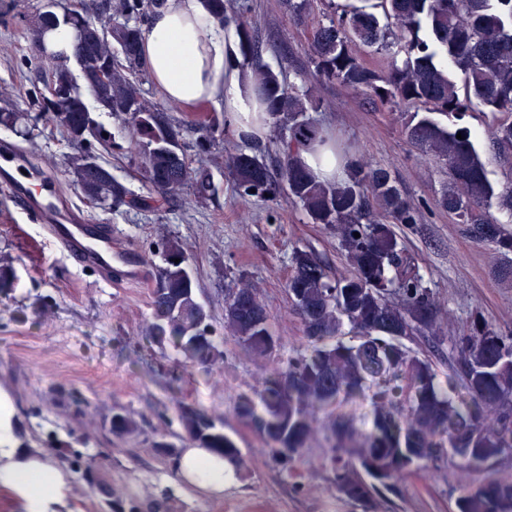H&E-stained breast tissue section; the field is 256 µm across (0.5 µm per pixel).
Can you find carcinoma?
<instances>
[{
  "label": "carcinoma",
  "mask_w": 512,
  "mask_h": 512,
  "mask_svg": "<svg viewBox=\"0 0 512 512\" xmlns=\"http://www.w3.org/2000/svg\"><path fill=\"white\" fill-rule=\"evenodd\" d=\"M215 20L239 30L242 64L251 67V90L278 130V170L265 155L239 149L225 167L243 197L268 202L285 194L311 223L336 236L349 272L336 278L313 253L297 250L285 284L304 325L310 352L288 360L267 378L259 402L237 397L236 409L266 444L299 453L309 447L316 426L314 410L340 397L377 386L372 397L371 430L338 421L326 436L334 459L336 487L349 501L369 510L383 495L374 470L391 482L406 471L447 452L467 467L480 468L512 449V334L500 333L478 317L453 337L454 374L442 381L432 364L410 352L402 339L433 330L439 307L422 276L403 255L396 224L416 227L419 209L404 196L392 172L364 160L349 147H336L346 160L345 176L320 181L300 152L325 144L326 129L310 113L322 103L308 86H285L261 63L248 6L230 0H205ZM164 0H103L95 16L83 3H69L58 15V0H48L35 16L30 40L34 56L51 62L41 72L43 88L34 92L40 118L61 129L78 149L70 170L84 198L93 204L144 203L120 183L112 169L97 162L95 148L112 149L106 126L80 110L85 94L109 116L128 127V149L141 160L143 176L163 196L191 185L199 198L213 190L207 169L189 166L181 129L163 109L149 102L138 79L144 26ZM317 0H279L293 21L307 19ZM64 23L75 31L73 59L86 72L78 86L62 55L46 50L42 35ZM363 48L385 53L386 62L370 68ZM308 59L318 79L336 80L350 91L375 96L403 116L406 140L448 169L449 181L435 207L456 217L477 242H490L512 254V233L490 213L492 203L512 215V188L496 191L476 146L477 133L434 118H458L472 101L489 110L493 150L512 157V0H364L346 5L313 27ZM107 67L99 85L96 70ZM463 76L459 95L450 70ZM462 138H456L457 134ZM224 126H200L195 146L210 156ZM360 237H355L354 233ZM163 265L152 291L150 336L170 338L186 363L208 364L221 356L215 341L202 342L208 314L196 298V282L180 241L161 243ZM224 330L256 359L276 348L270 315L256 288L239 281L224 302ZM354 340L341 339L345 333ZM466 391H457L456 381ZM208 415L193 404L180 407L186 433L233 464L246 467L237 441L224 428L207 425ZM455 512H512V481L494 476L467 488Z\"/></svg>",
  "instance_id": "cac0c4a2"
}]
</instances>
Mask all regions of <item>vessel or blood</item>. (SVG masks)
I'll return each mask as SVG.
<instances>
[{
  "label": "vessel or blood",
  "instance_id": "b4317fda",
  "mask_svg": "<svg viewBox=\"0 0 512 512\" xmlns=\"http://www.w3.org/2000/svg\"><path fill=\"white\" fill-rule=\"evenodd\" d=\"M0 188L60 253L94 268L102 280L111 281V225L88 223L83 214L63 202L51 175L7 143L0 145Z\"/></svg>",
  "mask_w": 512,
  "mask_h": 512
}]
</instances>
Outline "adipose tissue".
<instances>
[{
	"instance_id": "adipose-tissue-1",
	"label": "adipose tissue",
	"mask_w": 512,
	"mask_h": 512,
	"mask_svg": "<svg viewBox=\"0 0 512 512\" xmlns=\"http://www.w3.org/2000/svg\"><path fill=\"white\" fill-rule=\"evenodd\" d=\"M238 30L218 24L203 0H166L144 34L141 53L151 81L174 104L213 103L243 138L267 133L270 118L242 79ZM238 472L201 445L183 449L175 465L178 484L219 497ZM69 476L51 458L26 447L21 424L0 393V488L10 492L18 512H71Z\"/></svg>"
}]
</instances>
